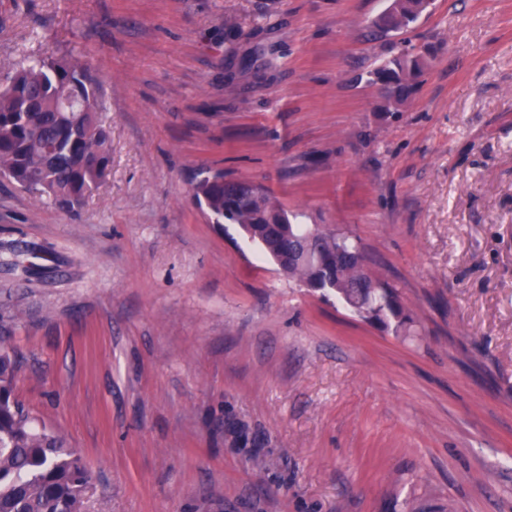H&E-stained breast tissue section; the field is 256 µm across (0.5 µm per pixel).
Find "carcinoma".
Returning a JSON list of instances; mask_svg holds the SVG:
<instances>
[{"label": "carcinoma", "mask_w": 512, "mask_h": 512, "mask_svg": "<svg viewBox=\"0 0 512 512\" xmlns=\"http://www.w3.org/2000/svg\"><path fill=\"white\" fill-rule=\"evenodd\" d=\"M425 7V0H392L383 19L398 29ZM424 65L404 54L375 70L402 100L411 77ZM67 87L80 112L59 111ZM98 85L75 59L47 58L21 66L0 83V177L18 187L75 207L107 175L110 132L100 119ZM193 197L216 224L244 231L283 274L333 294L359 317L399 334L413 322L397 288L372 275L367 253L346 233L293 224L260 184L224 182L214 170L192 188ZM16 362L0 344V512H88L91 475L82 458L56 433L37 428L14 397Z\"/></svg>", "instance_id": "1"}]
</instances>
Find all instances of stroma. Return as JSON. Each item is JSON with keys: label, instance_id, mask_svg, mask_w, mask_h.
Listing matches in <instances>:
<instances>
[{"label": "stroma", "instance_id": "obj_1", "mask_svg": "<svg viewBox=\"0 0 512 512\" xmlns=\"http://www.w3.org/2000/svg\"><path fill=\"white\" fill-rule=\"evenodd\" d=\"M390 4L0 0V78L79 59L111 131L78 211L0 179L15 396L90 512H512V0ZM219 168L358 236L410 335L211 224ZM425 0H393L392 6L383 19L385 26L398 29L411 22L425 7ZM423 65L424 62L420 57L404 54L379 66L375 70V74L379 75L386 83L396 87L394 95L397 100H402L411 93L410 78L415 76Z\"/></svg>", "mask_w": 512, "mask_h": 512}]
</instances>
